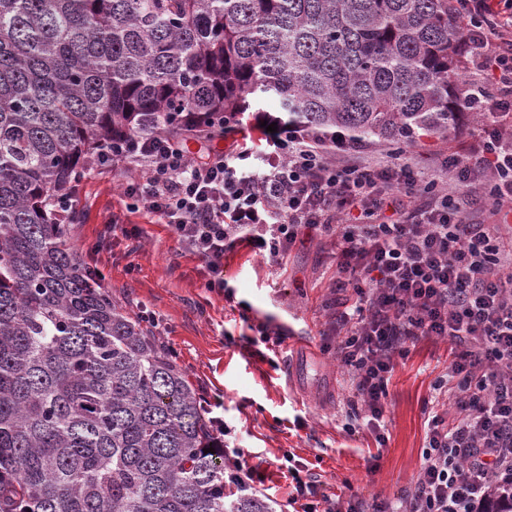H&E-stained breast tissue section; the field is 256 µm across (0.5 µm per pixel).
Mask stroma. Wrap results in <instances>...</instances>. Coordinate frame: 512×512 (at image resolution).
<instances>
[{"instance_id": "1", "label": "stroma", "mask_w": 512, "mask_h": 512, "mask_svg": "<svg viewBox=\"0 0 512 512\" xmlns=\"http://www.w3.org/2000/svg\"><path fill=\"white\" fill-rule=\"evenodd\" d=\"M478 129L465 113L445 136L408 149L429 172L440 155L463 154ZM129 175L125 168L86 174L66 237L83 265L101 272L117 307L133 317L156 314L161 344L224 418L275 512L292 490L291 465L309 471L320 493L341 505L399 512L416 487L429 419L453 408V343L429 336L409 345L390 375L381 429L367 426L352 374L336 359L335 239L294 246L281 270L243 250L230 255L225 274L250 306L244 314L206 290L203 262L167 225L127 213L120 186ZM113 215L121 223L115 231L107 225ZM132 226L131 237L125 230ZM261 322L285 329L279 346L250 344Z\"/></svg>"}]
</instances>
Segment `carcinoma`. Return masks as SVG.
<instances>
[{"instance_id":"obj_1","label":"carcinoma","mask_w":512,"mask_h":512,"mask_svg":"<svg viewBox=\"0 0 512 512\" xmlns=\"http://www.w3.org/2000/svg\"><path fill=\"white\" fill-rule=\"evenodd\" d=\"M464 44L453 0H0V512H273L226 490L196 389L49 203L102 143L209 127L258 89L309 130L442 136Z\"/></svg>"}]
</instances>
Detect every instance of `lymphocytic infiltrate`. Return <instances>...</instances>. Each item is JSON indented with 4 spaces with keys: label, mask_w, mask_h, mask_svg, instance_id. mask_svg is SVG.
<instances>
[{
    "label": "lymphocytic infiltrate",
    "mask_w": 512,
    "mask_h": 512,
    "mask_svg": "<svg viewBox=\"0 0 512 512\" xmlns=\"http://www.w3.org/2000/svg\"><path fill=\"white\" fill-rule=\"evenodd\" d=\"M500 0H455L480 80L458 102L481 112L482 131L465 155L429 174L402 148L388 158L341 166L344 138L279 125L255 113L253 129L276 124L258 143L194 155L195 130L104 144L93 169L133 168L122 187L128 212L167 224L204 263L209 291L234 302L225 259L246 248L282 266L297 242L335 232L337 291L354 299L338 312L336 358L352 371L370 426L383 416L387 382L407 343L425 336L457 345L455 421L429 422L424 465L404 512H478L512 485V13ZM465 197L449 195V184ZM488 203L495 224L467 218Z\"/></svg>",
    "instance_id": "lymphocytic-infiltrate-1"
}]
</instances>
